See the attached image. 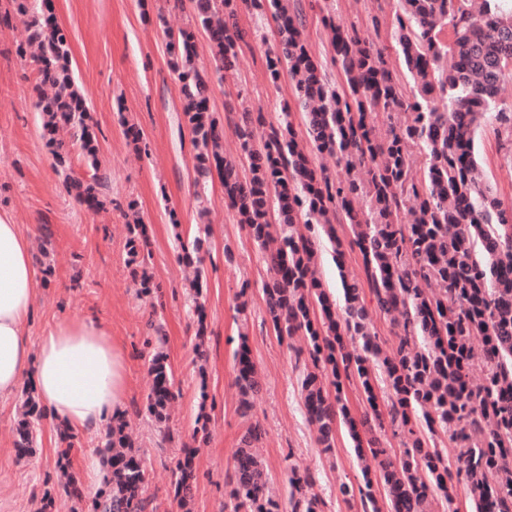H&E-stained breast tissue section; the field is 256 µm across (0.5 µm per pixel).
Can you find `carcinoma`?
Here are the masks:
<instances>
[{
	"instance_id": "1",
	"label": "carcinoma",
	"mask_w": 512,
	"mask_h": 512,
	"mask_svg": "<svg viewBox=\"0 0 512 512\" xmlns=\"http://www.w3.org/2000/svg\"><path fill=\"white\" fill-rule=\"evenodd\" d=\"M191 21L166 32L169 67L182 85L183 121L196 150L195 186L218 175L237 223L258 246L267 268L262 283L265 312L279 341L299 336L296 358H304L301 395L317 441L330 451L336 430L347 429L355 451L371 455L358 484L344 482L338 496L359 500L363 512H430L441 499L455 512L456 489L436 433L448 435L464 467L473 512H512V204H504L477 177L475 137L484 126L512 134V110L498 104L499 85L512 76V12L502 0H399L393 21L394 48L405 79L387 67L383 49L353 28L329 19L331 62L345 80L338 91L304 37L302 17L290 0H190ZM27 31L17 55L36 66L34 106L42 137L64 166L71 148L81 149L98 170V141L92 116L72 76L67 31L33 0H9ZM271 13L277 24L276 51L266 58L269 79L291 80L294 102L304 113L297 130L289 106L275 123L261 112L242 113L236 125L240 161L224 157V126L209 109L212 77L233 74L245 32L236 18L241 6ZM206 31L213 73L196 63V29ZM405 112L410 121L378 136L375 120ZM327 154L354 176L336 181L313 156ZM100 178L70 184L75 199L91 211L103 207ZM413 219L399 220L405 207ZM135 230L128 264L138 293L151 294L150 251L136 203L128 202ZM341 214L363 258V275L342 274L344 305L336 304L316 269L314 226L342 253L332 219ZM199 236L182 246L181 259L195 268L191 282L200 326L195 352L203 355L202 272L209 250ZM439 286L428 294L422 283ZM374 311L398 316L397 343L385 353L371 330L365 290ZM146 338L152 348V378L145 412L159 432L168 430L175 399L174 375L163 346L166 337ZM360 338L364 354L350 341ZM480 343V352L473 344ZM480 370L475 384L471 374ZM240 410L248 416L259 391L256 366L246 340L235 353ZM356 385L368 405L361 420L351 414L345 386ZM384 384L389 410L378 405ZM43 411L25 393L15 427V448L33 451ZM403 435L391 457L380 439L362 432ZM262 436L251 423L241 436L228 475L226 512H321L314 478L288 468V508L266 495L269 474L254 452ZM107 474L91 494L70 478L62 484L70 512H148L145 467L133 449L128 423L120 420L103 436ZM197 449L188 445L172 469L173 500L182 512L192 498ZM379 483L383 498L376 497Z\"/></svg>"
}]
</instances>
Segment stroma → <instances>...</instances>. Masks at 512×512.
<instances>
[{
	"label": "stroma",
	"mask_w": 512,
	"mask_h": 512,
	"mask_svg": "<svg viewBox=\"0 0 512 512\" xmlns=\"http://www.w3.org/2000/svg\"><path fill=\"white\" fill-rule=\"evenodd\" d=\"M56 22L70 35L72 70L95 123L99 168L105 178L104 210L92 212L67 193V178L90 177L89 163L73 149L67 167L55 165L41 136L42 121L33 106L35 73L16 48L25 42L24 24L0 0V211L33 234L34 261L40 270L32 333L63 312L91 313L112 328L128 353L126 417L130 436L143 460L145 497L157 512H179L171 492V468L189 442L199 413L209 417V439L195 459L193 512H224L226 474L249 423H259L256 451L269 470L267 493L287 499L289 466L310 472L323 512H361L337 495L341 483L361 481L362 463L344 431H337L333 453L322 452L307 421L301 397V370L292 350L280 343L265 316L262 283L266 266L257 245L237 223L224 200L219 178L205 185L203 197L194 186L195 150L182 122L183 93L168 64L165 33L178 30L189 14L171 9L167 0H48ZM302 11L308 41L317 58L327 52L330 16L337 25L356 27L362 37L384 48L394 71L402 64L390 39L389 24L399 7L386 0L380 32L366 16L371 0H294ZM240 28L247 46L232 78L214 82L210 108L224 120V154L236 158L239 141L233 125L242 110L262 112L277 121L292 91L287 78L271 83L265 57L277 45L270 15L241 8ZM136 128L140 144L128 133ZM479 164L486 180L507 203L512 202V142L494 126L478 136ZM136 201L145 224L152 257L150 271L159 289L141 297L126 266L130 237L127 204ZM209 226L210 256L205 263L201 302L196 315L186 288L189 273L178 260L183 243L201 226ZM319 268L332 292L339 274L360 273L358 249L337 257L326 236H319ZM246 313H238L240 299ZM165 326V352L175 378L177 397L171 414L172 438L161 441L144 407L150 390L149 358L144 341L149 315ZM204 338L206 364L194 351ZM247 343L261 382L249 414L239 408L234 383V354ZM22 395L0 406V501L9 512H37L44 491H58L63 479L58 451L49 443L50 424L42 422L41 438L27 457L14 448L15 424Z\"/></svg>",
	"instance_id": "obj_1"
}]
</instances>
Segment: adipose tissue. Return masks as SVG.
<instances>
[{"label": "adipose tissue", "mask_w": 512, "mask_h": 512, "mask_svg": "<svg viewBox=\"0 0 512 512\" xmlns=\"http://www.w3.org/2000/svg\"><path fill=\"white\" fill-rule=\"evenodd\" d=\"M38 278L28 230L0 212V404L27 377L53 426L97 434L124 411L126 350L85 314L53 317L32 336Z\"/></svg>", "instance_id": "adipose-tissue-1"}]
</instances>
